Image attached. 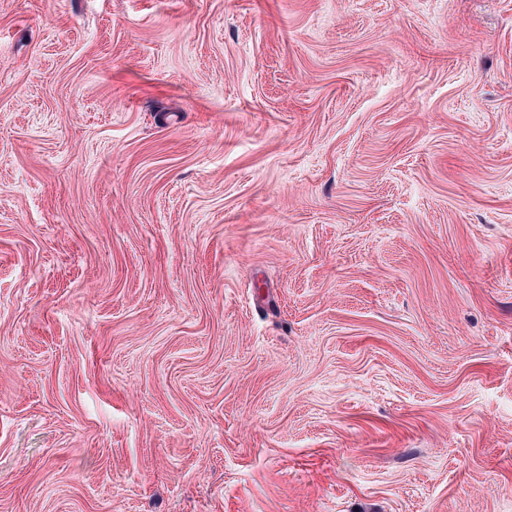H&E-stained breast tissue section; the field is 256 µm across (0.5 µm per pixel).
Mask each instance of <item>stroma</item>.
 <instances>
[{
  "label": "stroma",
  "mask_w": 512,
  "mask_h": 512,
  "mask_svg": "<svg viewBox=\"0 0 512 512\" xmlns=\"http://www.w3.org/2000/svg\"><path fill=\"white\" fill-rule=\"evenodd\" d=\"M0 512H512V0H0Z\"/></svg>",
  "instance_id": "1"
}]
</instances>
